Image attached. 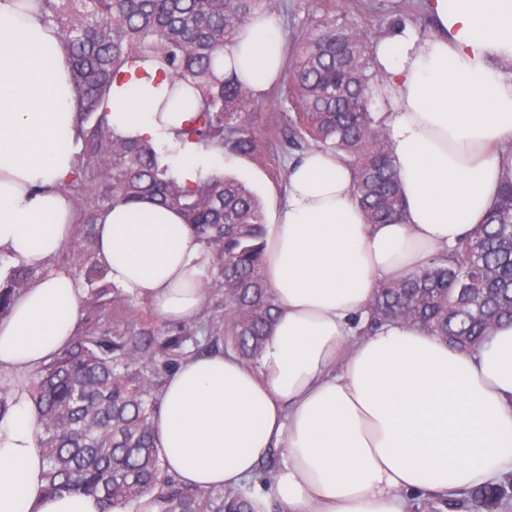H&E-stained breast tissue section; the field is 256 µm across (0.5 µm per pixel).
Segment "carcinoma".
<instances>
[{"mask_svg":"<svg viewBox=\"0 0 512 512\" xmlns=\"http://www.w3.org/2000/svg\"><path fill=\"white\" fill-rule=\"evenodd\" d=\"M72 58L81 103L82 148L73 196L77 222L57 264L83 288L87 316L71 344L33 374L29 392L50 493L98 495L109 509L142 512H254L251 485L237 491L192 490L168 475L152 418L168 373L210 352L254 364L275 320L263 278L265 219L239 180L211 177L186 187L161 164L151 142L112 130L103 104L122 68L151 58L171 82H187L198 110L183 135L203 146L252 156L259 133L245 112L254 95L236 76L218 80L213 61L257 11L284 0H37ZM310 27L292 46L283 73L291 124L268 132L285 146L332 150L354 171V194L368 223L402 217L403 199L384 120L371 112L382 82L363 26L348 0H315ZM151 197L178 211L211 262L206 303L190 324L156 322L140 301L107 278L97 258V213ZM39 278L13 266L0 281V318ZM369 326L399 321L450 343L480 347L492 325L512 322V166L505 167L487 223L432 265L377 286ZM192 349H187V345ZM474 505L492 512L507 500L499 484L471 488Z\"/></svg>","mask_w":512,"mask_h":512,"instance_id":"carcinoma-1","label":"carcinoma"}]
</instances>
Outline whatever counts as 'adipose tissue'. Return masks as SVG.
I'll return each mask as SVG.
<instances>
[{"label":"adipose tissue","instance_id":"obj_1","mask_svg":"<svg viewBox=\"0 0 512 512\" xmlns=\"http://www.w3.org/2000/svg\"><path fill=\"white\" fill-rule=\"evenodd\" d=\"M434 34L379 41L385 124L405 202L401 220L367 223L353 173L336 153L292 162L263 275L278 316L257 365L214 353L183 363L154 426L165 470L184 487L240 488L270 450L287 460L252 498L259 512H405L409 493L454 495L512 473V324L474 352L401 323L370 334L359 320L378 284L428 266L483 224L512 143V0H427ZM285 37L255 13L214 62L254 96L277 82ZM69 53L35 0H0V253L41 278L0 319V512H104L93 494H51L28 384L67 347L83 291L54 260L75 209L79 104ZM189 86L170 90L146 60L113 84L115 132L176 140L191 120ZM186 186L223 172L221 152L181 143L170 169ZM108 278L164 322L202 310L209 256L181 214L149 198L97 220Z\"/></svg>","mask_w":512,"mask_h":512}]
</instances>
